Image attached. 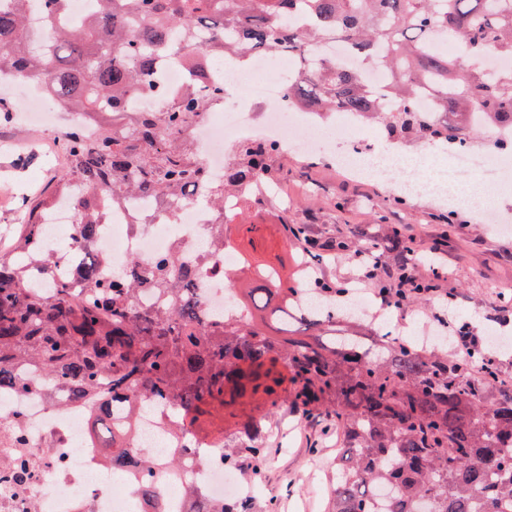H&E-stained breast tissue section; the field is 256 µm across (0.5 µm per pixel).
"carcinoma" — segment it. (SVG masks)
<instances>
[{
    "instance_id": "cac0c4a2",
    "label": "carcinoma",
    "mask_w": 512,
    "mask_h": 512,
    "mask_svg": "<svg viewBox=\"0 0 512 512\" xmlns=\"http://www.w3.org/2000/svg\"><path fill=\"white\" fill-rule=\"evenodd\" d=\"M0 7V74L18 76L73 112H110L112 127L87 133L69 128L61 143L67 168L54 193L21 205L18 245L0 251V390L25 392L23 368L36 367L70 400L105 416L118 400H172L168 428L196 431L197 422L224 413L235 444L224 464L241 456L257 475L267 449L254 444L261 423L240 424L239 406L258 401L273 413L291 404L307 414L325 410L346 439L337 464L331 512H512V392L498 386L489 348L476 349L469 372L448 353L419 351L410 341L364 348L338 321L299 305L288 315L283 271L257 269L251 306L267 313L277 340L247 319L198 317L195 271L177 256L146 264L134 257L121 280L108 279V257L95 253L108 204L136 198L176 205L192 187L224 204L241 182L269 173L277 151L246 140L224 180H210L202 163L184 156L193 120L224 97L214 85L203 94L190 83L165 107L147 103L155 68L167 61L197 63L233 51L283 57L290 64L288 95L318 112H359L382 120L392 138L422 141L474 139L471 112L492 121L512 118V69L470 68L433 43L441 33L471 54L493 49L512 57V0H88L85 19L65 26L71 0H12ZM41 15L35 30L30 17ZM336 41L361 65L379 59L391 72L381 88L369 84L316 47ZM430 97L433 107L420 101ZM77 237L65 250L85 252L78 268L83 293L61 282L52 294L35 279H50L54 263L42 248L43 222L72 187ZM400 252L397 285L382 286L385 304L401 308L417 283L411 269L430 259L391 229ZM151 288L163 311L140 309L135 297ZM322 328L325 336L295 335L293 323ZM112 465L136 468L144 495L156 500L155 464L112 432ZM196 512H252V500L231 496L211 504L192 494Z\"/></svg>"
}]
</instances>
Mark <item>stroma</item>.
Segmentation results:
<instances>
[{
    "mask_svg": "<svg viewBox=\"0 0 512 512\" xmlns=\"http://www.w3.org/2000/svg\"><path fill=\"white\" fill-rule=\"evenodd\" d=\"M60 135L57 129L47 132L16 120L0 121L1 238L11 242L17 236V207L10 204V193L39 197L56 185L65 161L49 160L45 149ZM269 167L276 194L243 208L239 220L262 225L275 240V247L261 253L260 259L283 266L289 285L300 281L291 230L301 225L311 250L323 257L319 278L339 291L360 285L381 317L409 325L462 319L482 342L491 327L512 334V306H505L501 297L502 287L512 286V234L482 223L472 210L448 207L429 195L399 202L393 179L352 180L320 155H275ZM394 227L411 238L417 250L431 254L433 264L422 273L436 286L433 297L397 311L385 309L373 285L377 279L390 282L397 265L394 253L380 255L381 268L373 279L354 257L361 239L384 235ZM259 418L266 429L267 464L254 496V512H264L271 501L278 512H329L337 437L328 417L321 412L305 415L291 407L270 417L252 404L240 414L244 422Z\"/></svg>",
    "mask_w": 512,
    "mask_h": 512,
    "instance_id": "obj_1",
    "label": "stroma"
}]
</instances>
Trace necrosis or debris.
Returning a JSON list of instances; mask_svg holds the SVG:
<instances>
[{
    "mask_svg": "<svg viewBox=\"0 0 512 512\" xmlns=\"http://www.w3.org/2000/svg\"><path fill=\"white\" fill-rule=\"evenodd\" d=\"M220 82L229 106L221 117L201 119L193 131L201 147V159L211 179H218L227 167L234 146L257 136L261 140L307 154L344 138L349 149L338 160L347 173L366 172L376 177L397 174L399 184L412 190L442 194L448 188L466 191L469 177L484 184H512V122L488 125L485 113L470 115L471 125L490 126L491 137L482 151L452 144L448 147V167L440 178L425 177L418 163H402L388 147L374 148L367 125L354 112L313 115L288 99L279 73L266 57H254L248 70H241L236 58L207 69L203 85ZM270 192L262 178L226 198L224 209L211 212L193 199L173 210L154 211L150 223L131 225V207L113 209L107 224L101 225L97 247L110 259L113 273H122L130 258L150 262L176 253L196 270V292L201 299L199 315L209 318L237 313L241 304L230 282L235 267L232 253L219 256L206 247L208 232L232 222L244 202H258ZM73 200L60 203L46 218L50 258L67 276H75L77 261L57 252L62 237H72L77 226L72 221ZM36 388L28 392H0V406L15 411L8 421L10 436L0 441V512H149L141 491V475L118 473L112 468L103 446L92 428L90 412L66 400L50 408L46 398L48 382L36 376ZM128 410L118 407L112 414L113 429L130 428L131 445L139 455L152 461L164 460L170 449H184L178 470L157 471L162 490V512H191L185 490L202 489L213 501L230 493L245 496L249 490L233 469L224 465V451L204 448L192 435L160 431L155 418L140 415L128 426Z\"/></svg>",
    "mask_w": 512,
    "mask_h": 512,
    "instance_id": "obj_1",
    "label": "necrosis or debris"
}]
</instances>
